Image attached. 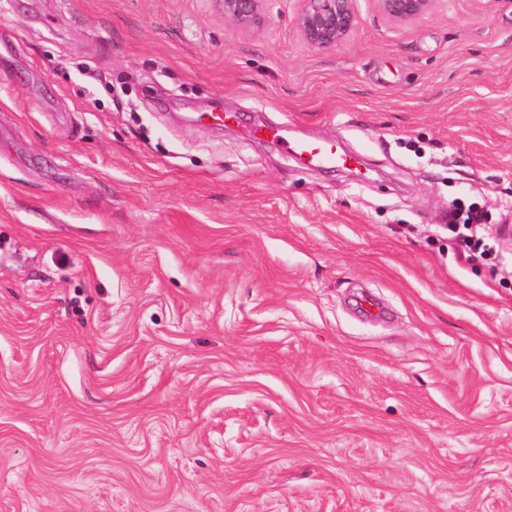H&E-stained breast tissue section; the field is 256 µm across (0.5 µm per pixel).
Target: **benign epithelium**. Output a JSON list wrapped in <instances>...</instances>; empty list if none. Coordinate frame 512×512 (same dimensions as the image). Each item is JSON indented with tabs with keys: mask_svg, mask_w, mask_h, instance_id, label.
I'll return each mask as SVG.
<instances>
[{
	"mask_svg": "<svg viewBox=\"0 0 512 512\" xmlns=\"http://www.w3.org/2000/svg\"><path fill=\"white\" fill-rule=\"evenodd\" d=\"M224 22L245 33L267 24L275 0H217ZM295 24L305 44L315 51L331 50L344 42L359 24L355 0H298ZM390 24L415 23L438 9L443 0H375Z\"/></svg>",
	"mask_w": 512,
	"mask_h": 512,
	"instance_id": "7a95c632",
	"label": "benign epithelium"
}]
</instances>
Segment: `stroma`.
Segmentation results:
<instances>
[{"label":"stroma","instance_id":"35a3bbf8","mask_svg":"<svg viewBox=\"0 0 512 512\" xmlns=\"http://www.w3.org/2000/svg\"><path fill=\"white\" fill-rule=\"evenodd\" d=\"M355 8L0 0V512H512V0ZM225 23L245 33L260 31L267 24L275 0H217ZM295 24L305 44L315 51L335 49L359 24L355 0H298ZM381 16L390 24L415 23L438 9L445 0H375ZM287 150L304 164L314 168L336 169L355 168L364 164L358 153L342 151L337 144L329 141L298 140L287 142ZM454 220L456 223H462L463 229L468 232L462 239L467 260L486 259L492 255V248H487V244L478 234L481 215L477 207L469 205L467 209H457L454 212ZM474 224L476 228H473Z\"/></svg>","mask_w":512,"mask_h":512}]
</instances>
